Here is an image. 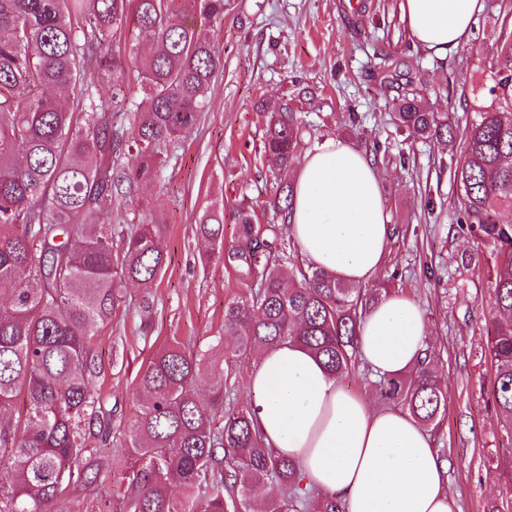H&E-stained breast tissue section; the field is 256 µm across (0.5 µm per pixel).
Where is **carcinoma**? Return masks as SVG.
I'll return each mask as SVG.
<instances>
[{"mask_svg": "<svg viewBox=\"0 0 512 512\" xmlns=\"http://www.w3.org/2000/svg\"><path fill=\"white\" fill-rule=\"evenodd\" d=\"M171 20L169 0H0V512H55L66 492L93 500L110 480L126 486L121 512H345L335 497L303 485L298 465L269 448L247 409L224 410V371L241 359L298 342L343 377L357 362L358 324L379 294L312 266L286 267L284 244L293 185L272 202L281 225L266 233L238 213L230 251L255 289L224 305L219 354L187 350L174 339L137 374L144 402L125 432L97 388L99 329L112 322L127 286L149 298L166 270L162 225L114 224L103 209L122 183L150 179L167 147L189 132L205 107L204 90L224 62L208 24L224 16V0H190ZM131 29L133 40L117 36ZM156 51L140 62L143 98L129 100L127 61L136 40ZM490 72L498 108L473 109L466 153L456 169L470 232L492 246L494 334L488 355L492 397L512 438V44ZM108 83V95L93 92ZM79 91L75 112L48 91ZM400 126L413 136L448 142L452 128L416 94L392 99ZM127 114L126 131L112 118ZM300 144L288 110L271 116L264 137L268 162L286 168ZM136 155L128 171L113 157ZM198 232L224 245V214L207 211ZM208 379L209 395L197 389ZM377 392L425 428L447 408L432 348L405 374L380 377ZM25 421L3 418L19 395ZM125 449L108 471L99 446Z\"/></svg>", "mask_w": 512, "mask_h": 512, "instance_id": "cac0c4a2", "label": "carcinoma"}]
</instances>
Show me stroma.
Masks as SVG:
<instances>
[{
  "label": "stroma",
  "instance_id": "stroma-1",
  "mask_svg": "<svg viewBox=\"0 0 512 512\" xmlns=\"http://www.w3.org/2000/svg\"><path fill=\"white\" fill-rule=\"evenodd\" d=\"M480 2L468 42L437 56L409 39L401 0H360L356 11L349 0H228L223 19L210 25L224 68L196 125L170 146L153 180L111 204L113 223L162 224L168 255L151 300L128 287L99 332V386L114 424L134 425L142 405L136 374L155 349L174 339L207 348L224 331L225 303L247 294L238 267L212 254L197 224L205 211L223 212L229 245L237 210L258 225L276 223L271 203L293 171L269 167L262 141L268 115L286 103L301 129L295 166L330 137L383 149L376 168L394 234L374 284L415 299L428 322L447 385V411L431 435L458 512H512V441L490 400L494 260L467 228L454 178L465 148L460 131L471 107L494 103L489 75L500 31L512 28V0ZM383 53L457 136L432 144L399 126L391 109L397 87L377 70Z\"/></svg>",
  "mask_w": 512,
  "mask_h": 512
}]
</instances>
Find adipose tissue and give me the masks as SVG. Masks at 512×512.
Masks as SVG:
<instances>
[{
  "instance_id": "1",
  "label": "adipose tissue",
  "mask_w": 512,
  "mask_h": 512,
  "mask_svg": "<svg viewBox=\"0 0 512 512\" xmlns=\"http://www.w3.org/2000/svg\"><path fill=\"white\" fill-rule=\"evenodd\" d=\"M479 0H402L411 41L436 54L464 44ZM288 234L307 262L351 286L383 266L392 227L372 160L331 137L309 151L294 176ZM428 326L412 298L392 291L364 314L358 350L382 375L422 357ZM247 400L254 424L276 454L299 463L305 481L346 512H456L428 431L407 412L352 393L301 345L259 355Z\"/></svg>"
}]
</instances>
